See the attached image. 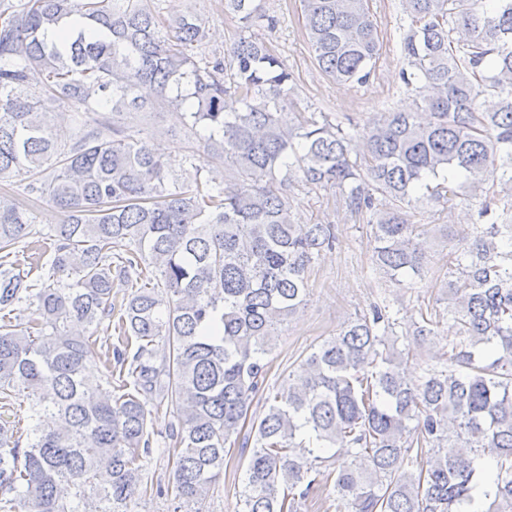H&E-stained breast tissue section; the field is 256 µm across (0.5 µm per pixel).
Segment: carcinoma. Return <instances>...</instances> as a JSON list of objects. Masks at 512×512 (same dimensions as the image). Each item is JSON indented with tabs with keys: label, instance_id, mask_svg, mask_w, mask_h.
<instances>
[{
	"label": "carcinoma",
	"instance_id": "1",
	"mask_svg": "<svg viewBox=\"0 0 512 512\" xmlns=\"http://www.w3.org/2000/svg\"><path fill=\"white\" fill-rule=\"evenodd\" d=\"M403 7L401 78L417 111L348 131L289 111L292 73L249 34L276 25L257 0H224L241 34L199 59L209 21L165 18L153 0L0 9V183L40 176L28 192L63 215L50 274L34 281L18 256L41 232L0 194V399L29 403L27 432L0 424V512H127L154 442L141 395L172 417L174 512H195L235 449L247 455L236 512H298L328 448L348 457L334 470L336 512H512V0ZM301 10L322 74L368 83L380 48L368 0ZM164 109L199 137L183 178L160 148L171 131L133 129ZM103 111L112 119L89 120ZM210 165L224 167V187L201 178ZM301 183L372 215L373 264L404 290L422 280L436 234L465 241L448 256L446 308L418 307L405 330L431 342L448 321L441 367L408 375L383 298L270 390L267 356L306 301L314 258L338 244L336 225L295 222ZM460 196L480 199L490 222L411 223L409 210ZM145 266L153 277L121 304L101 369L95 330L112 319L113 289ZM256 398L264 412L252 417Z\"/></svg>",
	"mask_w": 512,
	"mask_h": 512
}]
</instances>
